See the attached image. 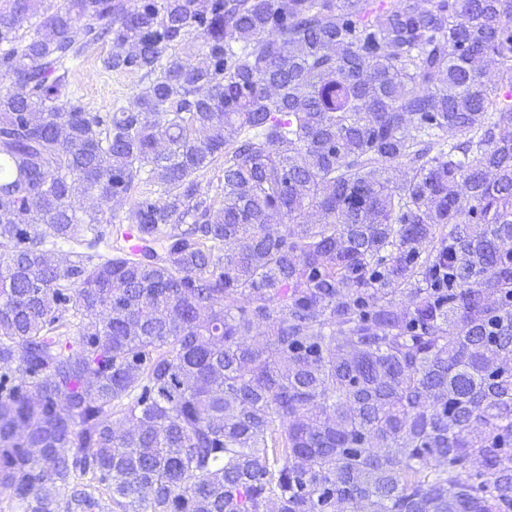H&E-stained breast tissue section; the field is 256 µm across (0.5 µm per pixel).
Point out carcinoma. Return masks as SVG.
<instances>
[{
	"label": "carcinoma",
	"instance_id": "carcinoma-1",
	"mask_svg": "<svg viewBox=\"0 0 512 512\" xmlns=\"http://www.w3.org/2000/svg\"><path fill=\"white\" fill-rule=\"evenodd\" d=\"M31 2L0 9V503L512 512V0H69L22 34ZM99 43L140 81L110 112L67 91Z\"/></svg>",
	"mask_w": 512,
	"mask_h": 512
}]
</instances>
